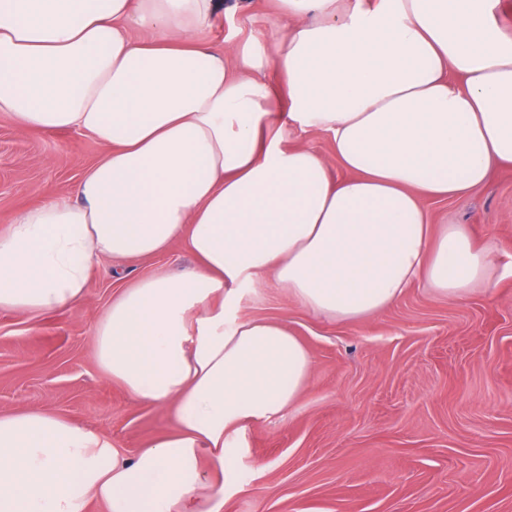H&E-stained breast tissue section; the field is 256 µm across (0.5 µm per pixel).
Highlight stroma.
Segmentation results:
<instances>
[{"instance_id":"1","label":"stroma","mask_w":512,"mask_h":512,"mask_svg":"<svg viewBox=\"0 0 512 512\" xmlns=\"http://www.w3.org/2000/svg\"><path fill=\"white\" fill-rule=\"evenodd\" d=\"M222 46L268 30L272 0H223ZM103 151L74 131H19L0 112V226L65 193ZM434 224H468L512 262V168L479 191L428 203ZM192 256L100 262L87 297L29 318L0 311V413L48 411L111 439L125 456L174 427L168 408L137 403L105 378L93 329L114 296L139 279L181 274ZM241 319H272L305 342L308 390L286 419L238 441L220 512H512V276L451 302L413 284L363 321H333L264 277L242 290Z\"/></svg>"}]
</instances>
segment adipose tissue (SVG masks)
Instances as JSON below:
<instances>
[{
	"label": "adipose tissue",
	"instance_id": "ef3b65f1",
	"mask_svg": "<svg viewBox=\"0 0 512 512\" xmlns=\"http://www.w3.org/2000/svg\"><path fill=\"white\" fill-rule=\"evenodd\" d=\"M277 4L281 29L216 48L198 36L222 0H0V112L104 147L0 229V311L71 306L104 257L181 242L196 260L123 289L94 326L106 377L169 407L173 430L126 459L57 414L0 413V512H218L228 438L284 419L312 369L282 324L232 317L260 276L338 321L416 282L450 300L489 287L490 246L426 204L512 166L503 0ZM293 129L328 134L345 177L286 147Z\"/></svg>",
	"mask_w": 512,
	"mask_h": 512
}]
</instances>
